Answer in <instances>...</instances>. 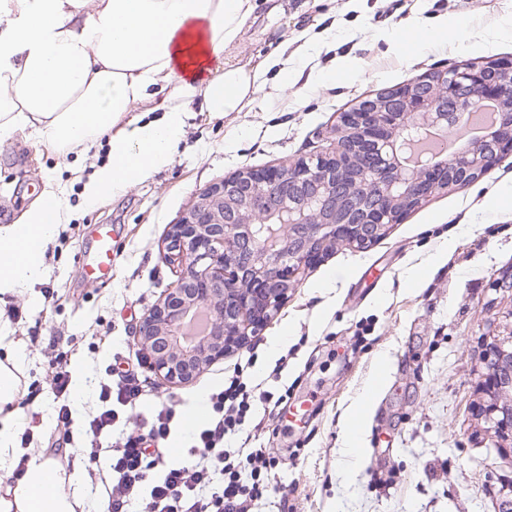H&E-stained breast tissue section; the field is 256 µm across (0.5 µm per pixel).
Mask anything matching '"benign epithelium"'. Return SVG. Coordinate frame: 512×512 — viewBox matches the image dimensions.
<instances>
[{"mask_svg":"<svg viewBox=\"0 0 512 512\" xmlns=\"http://www.w3.org/2000/svg\"><path fill=\"white\" fill-rule=\"evenodd\" d=\"M512 60L461 63L357 101L338 114L326 150L291 165L241 170L200 193L171 226L164 258L180 274L143 318L136 335L151 367L170 384L244 346L279 312L293 278L339 242L364 247L432 193L471 183L512 156ZM495 100L487 136L449 158L416 150L423 136L466 122ZM203 308L209 331L183 339ZM484 375L477 419L494 448L512 453V336L482 343Z\"/></svg>","mask_w":512,"mask_h":512,"instance_id":"1","label":"benign epithelium"}]
</instances>
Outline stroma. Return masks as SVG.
Segmentation results:
<instances>
[{"mask_svg":"<svg viewBox=\"0 0 512 512\" xmlns=\"http://www.w3.org/2000/svg\"><path fill=\"white\" fill-rule=\"evenodd\" d=\"M438 21L447 25L443 48L412 41L395 51L407 26ZM286 38L305 45L288 73L308 93L277 96L280 76L272 70L267 98L253 111L190 112L172 164L105 201L89 204L84 185L111 162L108 140L64 160L24 131L0 144V224L51 182L63 188L67 210L45 251L42 279L0 293V336L23 356L20 425L35 452L54 434V367L86 376L83 402L72 410L77 433L114 361L142 357L135 329L177 279L163 258L166 234L204 189L246 168L314 154L326 147L337 113L366 95L451 63L511 58L512 0H284L275 17L258 6L232 54L265 55ZM100 224L115 228L112 275L93 282L83 258ZM509 274L512 164L503 163L431 195L367 248L334 247L301 271L259 335L191 382L169 385L141 366L145 399L120 419L135 423L164 403L186 415L196 395L250 359L248 384L279 399L257 409L243 432L247 447L278 461L268 474L278 491L254 512L287 505L292 512H495L512 458L493 450L474 406L483 337L512 335V288L498 285ZM276 336L285 343L272 355ZM382 351L387 361H379ZM368 395L366 446L355 469L347 417ZM302 401L306 420L290 429L282 413Z\"/></svg>","mask_w":512,"mask_h":512,"instance_id":"stroma-1","label":"stroma"}]
</instances>
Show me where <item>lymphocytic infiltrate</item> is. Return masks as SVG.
<instances>
[{
    "label": "lymphocytic infiltrate",
    "instance_id": "obj_1",
    "mask_svg": "<svg viewBox=\"0 0 512 512\" xmlns=\"http://www.w3.org/2000/svg\"><path fill=\"white\" fill-rule=\"evenodd\" d=\"M142 395L138 375L129 371L101 383L100 404L83 430L90 459L104 455L110 461L112 488L102 512H251L270 492L263 474L276 467L275 458L225 445L242 430L254 402H267L269 392L252 394L236 375L212 393L210 418L193 435L190 459L181 465L168 464L157 447L171 432L175 412L170 407L104 445L120 410L135 406Z\"/></svg>",
    "mask_w": 512,
    "mask_h": 512
}]
</instances>
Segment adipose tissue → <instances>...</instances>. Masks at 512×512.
<instances>
[{"mask_svg": "<svg viewBox=\"0 0 512 512\" xmlns=\"http://www.w3.org/2000/svg\"><path fill=\"white\" fill-rule=\"evenodd\" d=\"M256 7L255 0H0V143L26 130L64 159L106 137L112 162L86 183L87 200L134 186L172 164L192 104L215 114L253 110L265 74L285 52L226 59ZM147 105L160 118L143 121L136 110ZM66 218L49 186L0 225V290L41 279L44 262L27 259L26 242L47 248ZM20 366L17 357L0 362V472L25 467L0 496V512H75L61 487L77 473L16 445Z\"/></svg>", "mask_w": 512, "mask_h": 512, "instance_id": "obj_1", "label": "adipose tissue"}]
</instances>
